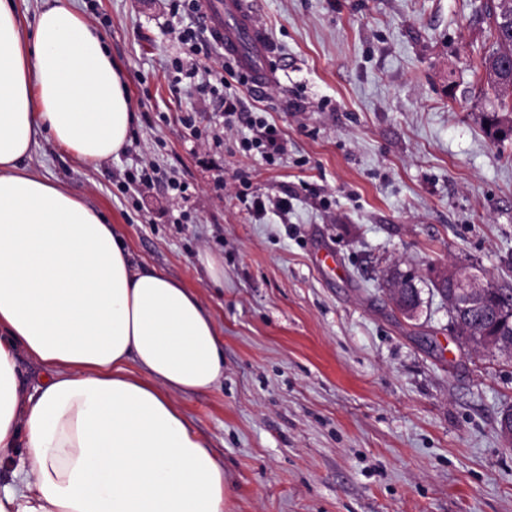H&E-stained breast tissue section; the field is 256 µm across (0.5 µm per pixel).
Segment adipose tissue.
Segmentation results:
<instances>
[{
  "label": "adipose tissue",
  "instance_id": "ef3b65f1",
  "mask_svg": "<svg viewBox=\"0 0 512 512\" xmlns=\"http://www.w3.org/2000/svg\"><path fill=\"white\" fill-rule=\"evenodd\" d=\"M133 117L96 27L47 2L27 26L0 0V512H224V466L175 401L224 377L213 313L24 166L46 132L112 157ZM20 349L45 368L29 389Z\"/></svg>",
  "mask_w": 512,
  "mask_h": 512
}]
</instances>
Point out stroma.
<instances>
[{"label":"stroma","mask_w":512,"mask_h":512,"mask_svg":"<svg viewBox=\"0 0 512 512\" xmlns=\"http://www.w3.org/2000/svg\"><path fill=\"white\" fill-rule=\"evenodd\" d=\"M66 2L121 65L135 120L117 156L86 165L44 138L26 164L213 312L224 379L178 403L224 465V512H512V358L461 338L431 285L450 263L512 285V137L485 131L512 92L482 66L488 0H255L274 76L238 93L288 141L272 164L171 74L176 58L224 72L209 34L175 37L194 15ZM145 165L152 182L121 194L119 173ZM246 194L291 208L259 218ZM398 272L421 291L415 318L389 299Z\"/></svg>","instance_id":"1"}]
</instances>
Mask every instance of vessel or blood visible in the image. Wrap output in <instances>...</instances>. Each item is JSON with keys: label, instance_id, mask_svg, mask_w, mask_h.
<instances>
[{"label": "vessel or blood", "instance_id": "obj_1", "mask_svg": "<svg viewBox=\"0 0 512 512\" xmlns=\"http://www.w3.org/2000/svg\"><path fill=\"white\" fill-rule=\"evenodd\" d=\"M212 38L252 84L268 82L272 47L256 20L253 0H199Z\"/></svg>", "mask_w": 512, "mask_h": 512}]
</instances>
